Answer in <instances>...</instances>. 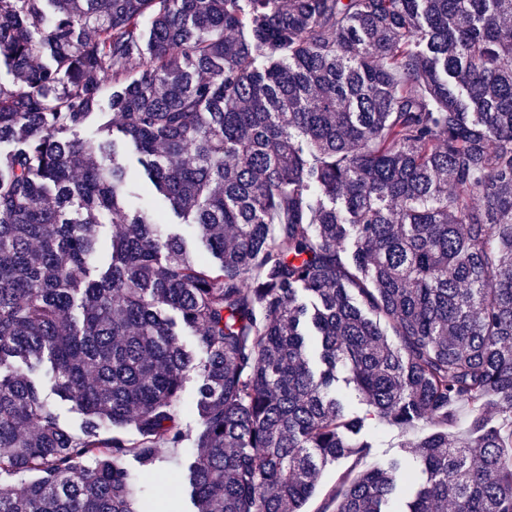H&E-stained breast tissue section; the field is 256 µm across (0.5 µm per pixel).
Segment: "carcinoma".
I'll list each match as a JSON object with an SVG mask.
<instances>
[{
  "label": "carcinoma",
  "instance_id": "obj_1",
  "mask_svg": "<svg viewBox=\"0 0 512 512\" xmlns=\"http://www.w3.org/2000/svg\"><path fill=\"white\" fill-rule=\"evenodd\" d=\"M508 19L512 0H0V475L23 478L0 512H151L124 461L182 442L178 323L206 354L196 512H303L347 458L334 512H391L405 470L353 475L373 444L339 367L388 424H438L402 444L426 479L400 512H512ZM122 142L204 253L127 207ZM55 400V396H51ZM56 401V400H55ZM57 402V401H56ZM60 426L75 437L83 435L84 416L72 408L69 402H57Z\"/></svg>",
  "mask_w": 512,
  "mask_h": 512
}]
</instances>
